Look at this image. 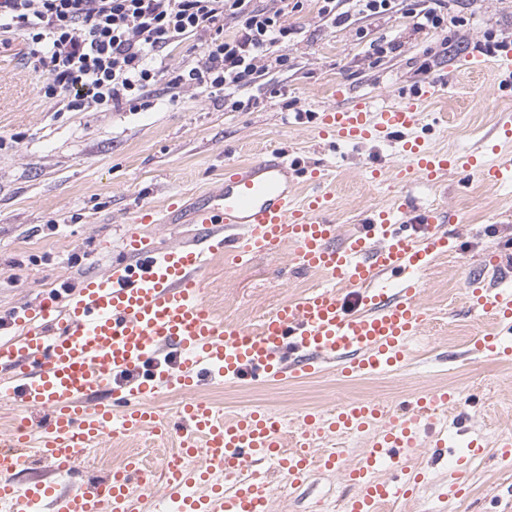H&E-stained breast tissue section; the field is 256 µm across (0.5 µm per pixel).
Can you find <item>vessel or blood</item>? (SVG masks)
I'll list each match as a JSON object with an SVG mask.
<instances>
[{"label":"vessel or blood","mask_w":512,"mask_h":512,"mask_svg":"<svg viewBox=\"0 0 512 512\" xmlns=\"http://www.w3.org/2000/svg\"><path fill=\"white\" fill-rule=\"evenodd\" d=\"M439 94L428 81L393 104L362 98L329 108L315 132L343 144L396 141L398 163L373 164L374 182L389 172L403 186L435 183L457 169L493 186L511 183L512 159L451 155L417 135L422 103ZM327 178L322 168L297 171L279 153L228 164L211 203L192 214L202 227L195 243L162 248L128 235L123 262L78 287L60 283L39 305L15 310L10 337L0 338V397L18 402L20 416L0 439V504L12 512L46 501L55 512H143L145 498L159 489L175 512H271V473L285 486H300L315 467L341 464L339 453L320 451L321 441L356 434L367 437L368 449L346 469L356 492L345 512H380L385 503L413 497L423 477L403 457L425 433L438 454H447L448 437L435 422L452 390L414 395L397 413L376 399L305 411L289 452L270 412L229 415L196 395L205 380L273 384L321 373L328 362L346 378L393 370L426 326L421 274L448 251L442 212L416 209L402 194L343 237L329 219L336 197L323 187ZM303 180L320 183V191L299 197ZM286 248L297 270L320 273L327 285L286 298L254 325L228 324L214 314L205 298L211 257L239 261ZM469 291L470 311L491 322L476 349L511 361L512 287L490 292L475 280ZM170 392L181 402L168 418L156 402ZM116 429L176 440L177 453L156 466L128 456L105 481L70 494L50 483L16 482L32 455L71 473L83 449ZM186 457L201 459V466L183 465ZM383 460L391 474L379 480ZM218 471L223 482L209 484Z\"/></svg>","instance_id":"1"}]
</instances>
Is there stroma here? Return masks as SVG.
<instances>
[{
    "label": "stroma",
    "instance_id": "1",
    "mask_svg": "<svg viewBox=\"0 0 512 512\" xmlns=\"http://www.w3.org/2000/svg\"><path fill=\"white\" fill-rule=\"evenodd\" d=\"M448 4L450 15L467 22L449 26L453 45L445 50L439 36L413 27V12L431 7V0H394L382 18L356 15L340 26L320 16L318 0H306L286 18L299 32L287 67L244 90L254 104L237 111L193 88L177 101L160 97L135 112H57L39 92L41 78L24 56L22 38L0 47V319L39 302L57 281L76 284L122 260L126 235L160 247L195 238L197 224H135L131 218L142 205L159 210L175 198L191 209L211 196L225 164L276 148L301 167L334 174L332 219L341 235L354 232L363 214L394 200L393 181L374 183L367 174L372 160L394 163V148L316 139L315 115L329 107L359 98L390 104L434 81L441 93L421 107L431 148L479 152L490 162L512 156V142L495 138L499 126L512 122V90L495 79L490 56H483L479 68L467 66L487 32L512 49V0ZM382 40L397 49L379 60L370 45ZM410 193L419 206L446 211L458 237L423 275L430 319L397 370L347 379L329 364L318 375L274 386L207 382L198 395L222 410L263 409L293 423L307 408L327 410L369 397L396 407L418 393L456 389L457 402L446 413L449 441L478 432L488 444L471 466L465 496H445V464L425 438L407 460L425 473V482L415 497L390 504L389 512H512V462L500 460L495 448L498 436L512 433V363L473 351L474 337L490 324L471 313L467 302L470 275L492 277L483 267L485 253L512 243V183L492 187L475 178L462 189L451 174L434 186L415 183ZM206 280L214 312L224 322L244 325L289 295L326 282L318 274L291 271L286 251L238 263L214 259ZM165 449L139 437L117 444L108 439L87 449L80 463L102 477L129 455L155 462ZM365 451V438H356L340 470L317 471L292 490L276 488L272 512H344L354 488L342 472Z\"/></svg>",
    "mask_w": 512,
    "mask_h": 512
}]
</instances>
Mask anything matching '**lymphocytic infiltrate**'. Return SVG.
Wrapping results in <instances>:
<instances>
[{"label":"lymphocytic infiltrate","instance_id":"obj_1","mask_svg":"<svg viewBox=\"0 0 512 512\" xmlns=\"http://www.w3.org/2000/svg\"><path fill=\"white\" fill-rule=\"evenodd\" d=\"M299 2L0 0V45L23 37L41 93L66 112L134 110L151 97L177 100L189 87L226 98L287 65L298 31L286 17ZM187 43L198 55L169 70L170 53Z\"/></svg>","mask_w":512,"mask_h":512}]
</instances>
